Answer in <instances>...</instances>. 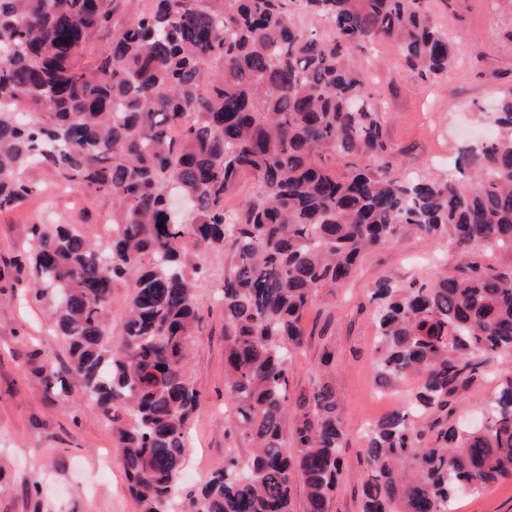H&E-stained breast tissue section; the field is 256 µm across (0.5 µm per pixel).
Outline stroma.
<instances>
[{
	"mask_svg": "<svg viewBox=\"0 0 512 512\" xmlns=\"http://www.w3.org/2000/svg\"><path fill=\"white\" fill-rule=\"evenodd\" d=\"M447 30L455 62L446 77L424 80L403 65L397 46L385 41L354 51L356 64L373 78L385 138L402 166L398 175L453 172L463 149L480 140L483 114L493 112L512 89V0H432ZM38 190L0 213V267L29 249L28 228L59 221L107 242L109 201L87 202L81 190L51 171L34 168ZM232 249L208 258L201 283V320L191 340L190 376L200 404L189 425L186 483L199 486L223 470L227 455L247 461L249 441L228 440L233 419L225 388L224 318L214 299ZM465 255L454 241L410 228L388 245L367 252L342 287L324 290L304 313L303 346L288 371V399L307 393L324 349L335 354L333 383L347 431L344 472L331 512H361L365 474L363 444L371 424L402 409L413 381L379 382L370 289L387 279L399 285L453 273ZM49 307L22 278L0 288V512H138L112 429L89 407L79 383L67 397L47 392L33 369L65 372L69 353L49 321ZM512 359L494 360L484 375L456 396L457 412L479 409ZM456 512H512V480L466 496Z\"/></svg>",
	"mask_w": 512,
	"mask_h": 512,
	"instance_id": "obj_1",
	"label": "stroma"
}]
</instances>
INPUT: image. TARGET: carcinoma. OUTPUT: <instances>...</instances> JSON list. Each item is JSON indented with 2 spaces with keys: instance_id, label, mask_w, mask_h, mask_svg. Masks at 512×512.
I'll list each match as a JSON object with an SVG mask.
<instances>
[{
  "instance_id": "cac0c4a2",
  "label": "carcinoma",
  "mask_w": 512,
  "mask_h": 512,
  "mask_svg": "<svg viewBox=\"0 0 512 512\" xmlns=\"http://www.w3.org/2000/svg\"><path fill=\"white\" fill-rule=\"evenodd\" d=\"M378 38L425 78L453 61L431 0H0V211L32 195L38 165L112 202L107 248L68 224H33L28 266L68 372L112 422L140 512L175 499L188 512H293L297 472L306 512H331L346 437L332 351L284 432L304 312L409 227L466 251L512 247V90L496 137L469 150L475 190L448 173L395 177L377 90L350 57ZM244 178L253 191L226 210ZM226 242L228 435L254 451L196 490L181 483L198 406L189 345L204 259ZM126 280L114 347L107 311ZM370 300L378 377L417 387L365 436L361 512H454L459 496L512 478L511 371L485 402L484 431L450 422L479 367L512 357V273L471 262L428 283L379 280ZM37 373L68 391L57 372ZM427 413L416 428L410 417Z\"/></svg>"
}]
</instances>
